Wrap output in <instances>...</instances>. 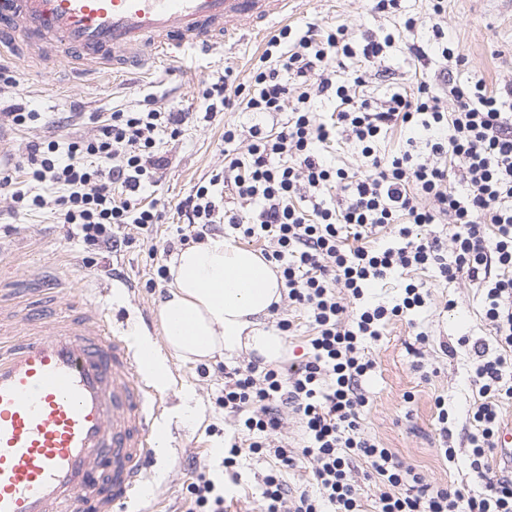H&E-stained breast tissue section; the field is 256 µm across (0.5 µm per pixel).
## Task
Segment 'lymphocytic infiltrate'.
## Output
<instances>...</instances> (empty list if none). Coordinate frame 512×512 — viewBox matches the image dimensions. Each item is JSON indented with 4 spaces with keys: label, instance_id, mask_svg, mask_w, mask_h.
I'll return each mask as SVG.
<instances>
[{
    "label": "lymphocytic infiltrate",
    "instance_id": "f902f5d3",
    "mask_svg": "<svg viewBox=\"0 0 512 512\" xmlns=\"http://www.w3.org/2000/svg\"><path fill=\"white\" fill-rule=\"evenodd\" d=\"M401 2L374 0V13L401 19L397 32L380 38L367 32L357 39L342 26H283L267 40L248 83L228 71L202 91L208 122L237 108L289 113L279 130L252 126L243 157L236 125L225 123L223 171L177 205L181 244L204 240L220 223L263 242L262 256L280 269L289 302L309 317L304 360L285 368L250 362L224 373L222 403L234 423L224 441V472L240 484L236 466L245 451L267 463L261 512H512V474L489 476L486 462L500 437L501 407L512 399V84L491 89L461 78L466 60L440 24L446 0H428L433 49L414 38L417 20L403 14ZM400 32L411 35L408 56L435 59L437 70L378 103L363 92L361 66ZM315 99L330 102L327 119L311 112ZM188 119L173 107L119 110L92 138L30 145L22 166L35 182L66 187L58 199L64 223L84 244L109 251L117 229L160 223L164 204L143 202L141 192L168 164L158 132L178 134ZM398 126L413 128L423 149L409 142L377 153L376 144ZM340 134L362 144L364 171L321 160ZM455 160L462 168L454 180L448 164ZM222 185L232 186L238 206L221 205ZM423 198L430 208L420 207ZM429 224L447 225V238L423 236ZM387 229L396 230V242L372 245ZM431 268L447 281L465 276L480 289L499 347L490 357L483 344L472 345L470 378L479 401L470 467L485 482L472 495L426 482L360 426L368 403L362 382L374 369L367 343L378 341L391 319L418 313L430 295L425 282L412 281L387 307L364 304L365 292L393 274ZM290 414L304 431L299 448L280 437ZM302 460L315 488L294 494L285 476ZM360 461L378 489L369 505L352 478Z\"/></svg>",
    "mask_w": 512,
    "mask_h": 512
}]
</instances>
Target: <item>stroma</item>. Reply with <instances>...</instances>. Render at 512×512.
<instances>
[{"label":"stroma","instance_id":"stroma-1","mask_svg":"<svg viewBox=\"0 0 512 512\" xmlns=\"http://www.w3.org/2000/svg\"><path fill=\"white\" fill-rule=\"evenodd\" d=\"M369 0H294L288 23L301 29L312 22L322 26H345L357 35L371 28L390 32L393 18L370 11ZM442 26L454 48L466 59L463 78L485 81L487 87L512 83V0H447ZM265 37L244 39L214 48L206 55H191L162 63L147 74L130 67L105 72L90 81L74 79L69 68L58 61L34 66L9 62L16 86L0 90V154L19 161L27 145L58 139L61 117L69 119V134L89 139L96 133L95 118H105L115 110L138 112L146 99L156 106L176 107L186 112L203 109L201 93L212 77L233 70L240 82H248L252 68L264 49ZM371 96L380 98L401 90L416 76L433 74V63L408 58L401 43L387 48L371 64ZM37 112V121L14 126L11 113L17 108ZM287 112L226 113L224 121L193 120L181 133L161 134L160 147L169 163L145 199H160L165 213L160 224L148 229L128 227L130 243L116 253L97 251L71 236L61 224L57 205L65 190L60 186L32 187L24 170L14 178L20 190H38L44 198L41 208L18 207L9 192H0V254L14 266L51 265L75 288H93L104 278L107 265H114L132 284L120 296L108 297L113 313L124 316L133 340L162 344L158 306L168 286L157 278L156 270L167 264L179 249V216L175 206L193 186L207 183L224 167V124L239 129L238 151L246 153L249 129L259 124L280 128ZM426 282L430 296L419 314L417 326L407 320H393L384 326L379 341L369 344L366 353L375 363L362 387L368 404L361 414V429L418 469L428 483L467 490H482L469 468L470 430L468 412L477 393L469 384L472 356L458 343L460 337L484 343L489 355L497 344L482 317L481 292L468 280L445 282L434 271H414L398 275L366 291L365 303L392 305L407 279ZM453 310H446L447 301ZM427 332L425 344L415 340L417 331ZM453 354H444V347ZM162 357L169 370L164 392L170 396L165 417L167 446L151 464L150 483L129 512H183L191 498V484L198 476L215 481L224 478V368L253 361L250 353L215 356L206 363L186 362L170 352ZM448 405V425L437 421L436 397ZM192 405L193 419L184 416ZM454 448V462L440 454L442 445Z\"/></svg>","mask_w":512,"mask_h":512}]
</instances>
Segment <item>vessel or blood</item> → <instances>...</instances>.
<instances>
[{
	"label": "vessel or blood",
	"instance_id": "1",
	"mask_svg": "<svg viewBox=\"0 0 512 512\" xmlns=\"http://www.w3.org/2000/svg\"><path fill=\"white\" fill-rule=\"evenodd\" d=\"M289 0H0V56L96 74L210 51ZM169 405L104 292L40 265L0 279V512H125Z\"/></svg>",
	"mask_w": 512,
	"mask_h": 512
}]
</instances>
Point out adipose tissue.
<instances>
[{
    "label": "adipose tissue",
    "instance_id": "ef3b65f1",
    "mask_svg": "<svg viewBox=\"0 0 512 512\" xmlns=\"http://www.w3.org/2000/svg\"><path fill=\"white\" fill-rule=\"evenodd\" d=\"M168 270L171 283L158 316L164 343L175 357L203 362L241 350L268 364L283 357L284 336L265 324L285 290L275 264L210 236L175 252Z\"/></svg>",
    "mask_w": 512,
    "mask_h": 512
}]
</instances>
